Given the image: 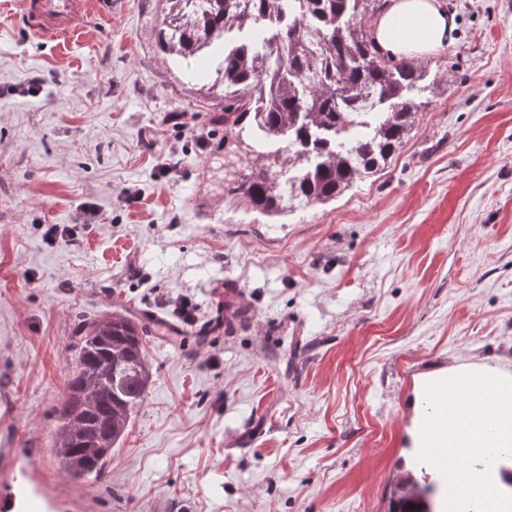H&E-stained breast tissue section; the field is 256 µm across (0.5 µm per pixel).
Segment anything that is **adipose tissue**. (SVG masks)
<instances>
[{"mask_svg": "<svg viewBox=\"0 0 512 512\" xmlns=\"http://www.w3.org/2000/svg\"><path fill=\"white\" fill-rule=\"evenodd\" d=\"M454 28V17L440 0H390L376 22L374 37L385 54L418 57L447 46Z\"/></svg>", "mask_w": 512, "mask_h": 512, "instance_id": "adipose-tissue-1", "label": "adipose tissue"}]
</instances>
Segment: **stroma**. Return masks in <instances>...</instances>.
I'll use <instances>...</instances> for the list:
<instances>
[{"label": "stroma", "mask_w": 512, "mask_h": 512, "mask_svg": "<svg viewBox=\"0 0 512 512\" xmlns=\"http://www.w3.org/2000/svg\"><path fill=\"white\" fill-rule=\"evenodd\" d=\"M440 2L453 41L417 60L402 145L276 217L225 185L223 104L159 53L158 0H100L63 49L0 10V512H22L20 485L47 512H387L406 472L444 504L411 465L412 379L512 378V0ZM86 202L103 223H81ZM50 224L76 234L47 244ZM227 279L255 311L229 334ZM112 312L169 330L105 479L76 482L54 409L77 318Z\"/></svg>", "instance_id": "stroma-1"}]
</instances>
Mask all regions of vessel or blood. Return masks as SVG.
Segmentation results:
<instances>
[{
	"label": "vessel or blood",
	"mask_w": 512,
	"mask_h": 512,
	"mask_svg": "<svg viewBox=\"0 0 512 512\" xmlns=\"http://www.w3.org/2000/svg\"><path fill=\"white\" fill-rule=\"evenodd\" d=\"M99 0H21L19 21L29 36L64 43L96 15ZM242 288L233 280L224 282V311L248 307Z\"/></svg>",
	"instance_id": "1"
}]
</instances>
